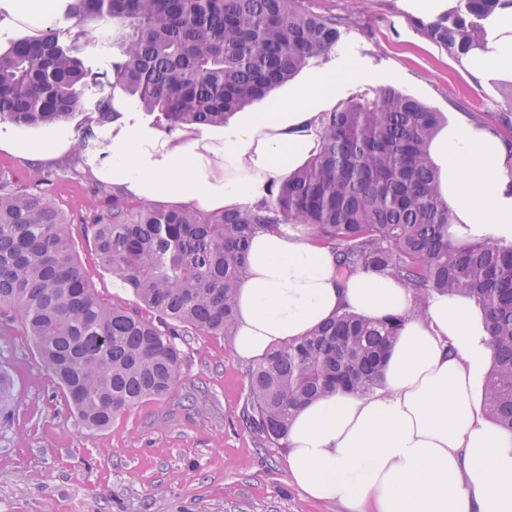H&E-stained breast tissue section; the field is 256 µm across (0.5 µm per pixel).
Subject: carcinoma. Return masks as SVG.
I'll list each match as a JSON object with an SVG mask.
<instances>
[{"mask_svg":"<svg viewBox=\"0 0 512 512\" xmlns=\"http://www.w3.org/2000/svg\"><path fill=\"white\" fill-rule=\"evenodd\" d=\"M512 0H458L418 28L463 58L484 46L488 22ZM75 23L12 41L0 52V120L52 127L81 111L85 89L120 88L170 133L222 126L240 109L336 51L341 17L304 0H68ZM111 69L94 71L82 53L89 30ZM110 95L93 125L118 121ZM444 116L387 86L322 113L319 153L272 182L269 198L234 211L162 207L112 192L90 230L102 264L158 322L102 301L73 249L69 222L47 194L0 185V317L20 323L44 368L59 381L79 423L103 429L182 377L175 337L232 336L237 288L258 229L302 231L331 249L338 272L389 275L423 311L434 294H463L484 312L493 359L484 381L488 416L512 432V243L448 245V200L429 146ZM402 319L371 322L341 313L309 334L272 348L247 370L241 420L265 442L287 447L294 413L339 391L382 384ZM14 380L0 366V411Z\"/></svg>","mask_w":512,"mask_h":512,"instance_id":"carcinoma-1","label":"carcinoma"}]
</instances>
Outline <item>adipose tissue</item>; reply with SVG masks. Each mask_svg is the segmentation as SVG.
I'll return each instance as SVG.
<instances>
[{"label":"adipose tissue","instance_id":"obj_1","mask_svg":"<svg viewBox=\"0 0 512 512\" xmlns=\"http://www.w3.org/2000/svg\"><path fill=\"white\" fill-rule=\"evenodd\" d=\"M493 25L491 51L469 55L474 77L512 76V9ZM370 79L354 59L315 66L273 111L244 113L218 132L166 137L119 121L92 171L139 201L207 212L250 206L319 152L320 114L337 92ZM69 147L61 129L0 138L1 150L36 162ZM430 155L448 201L449 242L511 243L512 150L487 130L450 120ZM248 265L236 296L239 358H259L342 312L402 319L378 390L321 398L293 417L288 476L307 499L348 512H512V433L486 414L480 381L493 351L484 314L469 297L437 294L416 313L412 291L398 280L341 277L329 248L293 232L257 231Z\"/></svg>","mask_w":512,"mask_h":512}]
</instances>
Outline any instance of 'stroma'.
I'll return each mask as SVG.
<instances>
[{
    "mask_svg": "<svg viewBox=\"0 0 512 512\" xmlns=\"http://www.w3.org/2000/svg\"><path fill=\"white\" fill-rule=\"evenodd\" d=\"M310 11L347 18L340 57L370 61L372 81L353 83L341 99L373 96L385 86L415 97L446 118L502 134L512 104L494 79L473 80L461 62L427 39L406 0H305ZM42 191L73 228L76 254L96 294L142 310L101 263L83 232L93 210L110 205L100 182L73 153L42 165L0 150V184ZM183 376L171 393L117 416L102 430L83 429L61 388L39 361L19 324L0 321V364L13 375L10 417L0 418V512H344L316 503L289 483L287 451L241 421L248 362L231 339L192 332L179 337Z\"/></svg>",
    "mask_w": 512,
    "mask_h": 512,
    "instance_id": "obj_1",
    "label": "stroma"
}]
</instances>
